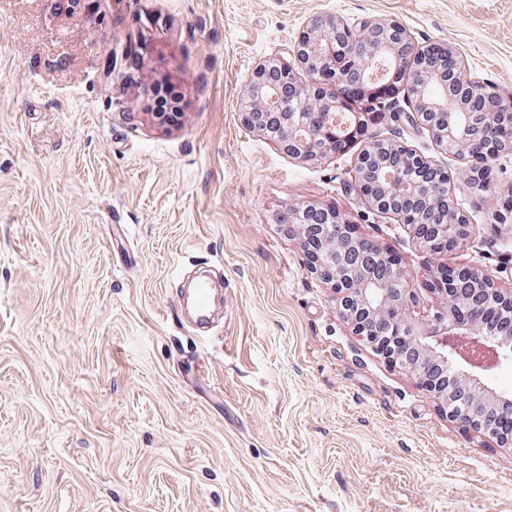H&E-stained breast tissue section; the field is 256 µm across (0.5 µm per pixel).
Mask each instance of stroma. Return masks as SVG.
Masks as SVG:
<instances>
[{"label":"stroma","instance_id":"stroma-1","mask_svg":"<svg viewBox=\"0 0 512 512\" xmlns=\"http://www.w3.org/2000/svg\"><path fill=\"white\" fill-rule=\"evenodd\" d=\"M95 2L0 0V512H512V450L355 335L276 222L295 201L356 220L427 316L432 257L397 216L358 219L360 144L305 162L241 120L255 68L324 14L452 44L512 96V0ZM162 79L165 126L130 109ZM369 131L447 171L477 238L445 263L512 289V224L487 221L512 154L482 192L426 132ZM198 266L224 279L204 336L178 304Z\"/></svg>","mask_w":512,"mask_h":512}]
</instances>
